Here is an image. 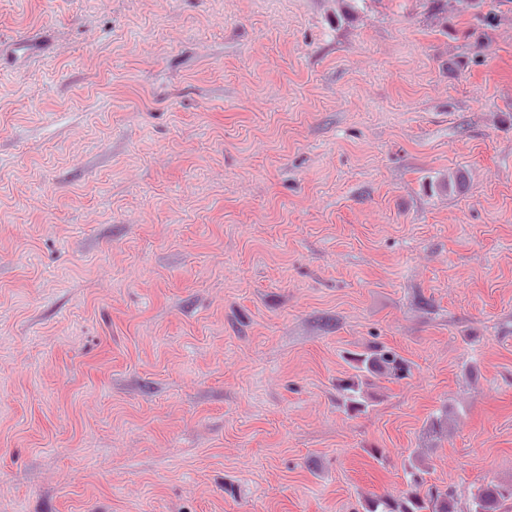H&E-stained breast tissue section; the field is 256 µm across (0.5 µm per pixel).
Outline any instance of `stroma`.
Instances as JSON below:
<instances>
[{"mask_svg":"<svg viewBox=\"0 0 512 512\" xmlns=\"http://www.w3.org/2000/svg\"><path fill=\"white\" fill-rule=\"evenodd\" d=\"M439 8L0 0V512L512 483V0ZM353 361L358 373L345 380L341 390L345 394L346 405L354 411H361L366 406L364 388L370 385L369 376L401 380L410 373L408 361L383 344L369 346L366 352L355 354Z\"/></svg>","mask_w":512,"mask_h":512,"instance_id":"obj_1","label":"stroma"}]
</instances>
